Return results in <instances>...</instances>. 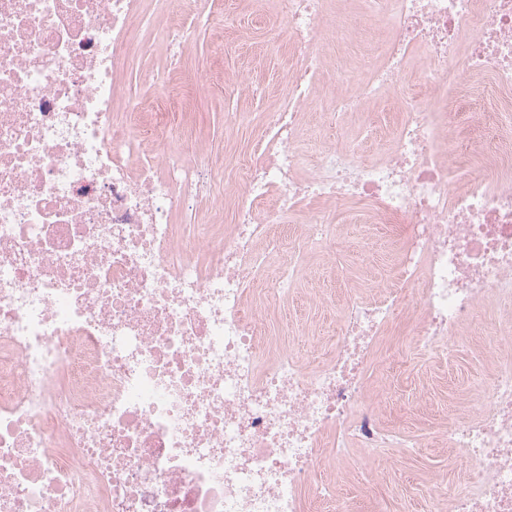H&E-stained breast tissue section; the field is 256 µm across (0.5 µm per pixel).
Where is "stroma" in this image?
<instances>
[{"mask_svg": "<svg viewBox=\"0 0 512 512\" xmlns=\"http://www.w3.org/2000/svg\"><path fill=\"white\" fill-rule=\"evenodd\" d=\"M213 14L209 21L189 12L175 15L167 0H143L135 40L151 45L152 52L121 76L117 103L168 107L171 136L225 165L247 150L264 114L287 98L294 51L275 0L257 6L248 0H215ZM176 22L192 32L178 46L165 35ZM345 24L360 32L329 39L325 46L327 63L319 76L324 95L308 109L302 128L309 148L339 137V130L324 125L323 112L359 81L349 60L368 64L383 39L380 28L360 27L354 15H346ZM350 213L347 207L334 212L337 253L318 252L308 261L271 315V333L289 328L317 343L336 329V304L346 288L370 285L393 267L396 244L375 225L352 223ZM414 325L410 317L388 330L369 387L388 395L387 427L413 439L426 431L433 437L402 454L381 449L371 474L337 475V490L352 512H433L430 490L452 491L469 477L468 464L443 445L439 433L450 418L477 413L473 388L485 379L487 363L478 345L461 342L451 352L413 349L408 341Z\"/></svg>", "mask_w": 512, "mask_h": 512, "instance_id": "1", "label": "stroma"}]
</instances>
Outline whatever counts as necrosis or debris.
Here are the masks:
<instances>
[{
    "label": "necrosis or debris",
    "mask_w": 512,
    "mask_h": 512,
    "mask_svg": "<svg viewBox=\"0 0 512 512\" xmlns=\"http://www.w3.org/2000/svg\"><path fill=\"white\" fill-rule=\"evenodd\" d=\"M324 2L281 0L288 103L225 171L167 161L165 113L147 128L117 106L140 0H0V512H349L325 468L415 445L365 389L380 337L415 307L423 350L499 314L479 412L444 434L473 475L432 498L512 512V0H345L386 39L325 123L387 92L402 110L377 153L326 143L310 162L298 130L320 92ZM477 79L497 96L496 140L456 181L440 140ZM331 201L405 234L395 270L351 289L337 334L308 350L266 319ZM227 208L216 234L174 222ZM294 212L304 224L278 231Z\"/></svg>",
    "instance_id": "necrosis-or-debris-1"
}]
</instances>
